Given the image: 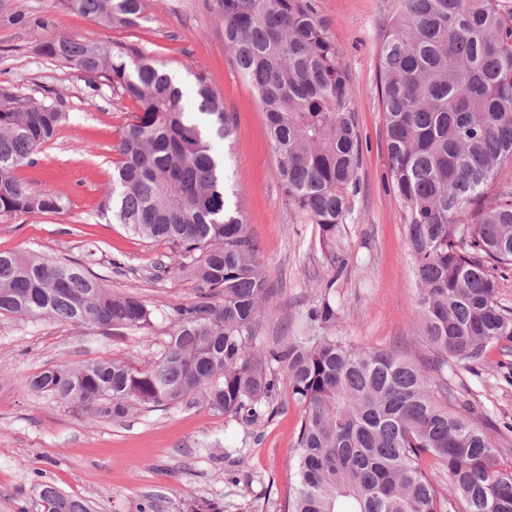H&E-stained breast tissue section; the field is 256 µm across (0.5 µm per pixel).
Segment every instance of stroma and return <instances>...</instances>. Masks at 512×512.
<instances>
[{"label":"stroma","mask_w":512,"mask_h":512,"mask_svg":"<svg viewBox=\"0 0 512 512\" xmlns=\"http://www.w3.org/2000/svg\"><path fill=\"white\" fill-rule=\"evenodd\" d=\"M340 60L351 75L362 140L354 208L323 243L318 225L289 211L277 179L266 118L234 68L224 33L204 0H147V19L108 28L61 9L55 0H0V88L24 99L61 98L70 120L43 146L21 178L62 195L59 214L0 222V252H35L86 263L112 289L139 295L156 311L151 331L103 336L89 325L0 316V512H37L31 493L43 480L86 500L92 512H194L205 499L224 512H283L297 485L294 447L303 408L287 384L279 410L248 424L197 404L135 408L124 420H96L27 390L32 374L55 364L121 360L144 368L168 339L173 306L192 299L193 283L153 262L168 245L131 236L100 212L112 183L116 131L136 111L110 87L89 88L73 70L42 55V42L68 35L133 43L180 75L194 107L195 73H205L235 117L225 155L231 204L239 205L274 288L259 337L273 347L305 336L307 311L321 296L336 310L333 334L365 347L394 348L428 378L445 376L474 420L512 423V342L491 349L481 366L437 369L423 336L417 282L398 201L387 186L379 52L397 0H315Z\"/></svg>","instance_id":"1"}]
</instances>
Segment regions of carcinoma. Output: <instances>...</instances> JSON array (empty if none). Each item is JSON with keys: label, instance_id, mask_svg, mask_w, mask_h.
Wrapping results in <instances>:
<instances>
[{"label": "carcinoma", "instance_id": "1", "mask_svg": "<svg viewBox=\"0 0 512 512\" xmlns=\"http://www.w3.org/2000/svg\"><path fill=\"white\" fill-rule=\"evenodd\" d=\"M111 28L146 19L145 0H57ZM224 44L257 97L288 208L329 240L353 207L361 140L351 77L315 0H205ZM41 54L138 104L118 131L112 188L101 211L136 237L169 245L158 273L178 270L194 299L170 313V340L146 368L95 359L51 366L29 390L93 418L137 406L203 405L226 417L277 410L280 380L304 405L298 485L285 512H512V465L484 426L462 414L445 380L431 383L395 350L328 334V298L308 310L310 336L258 344L272 288L258 246L226 191L234 115L203 72L197 111L157 60L133 44L56 36ZM389 190L398 199L418 284L424 335L437 360L475 367L512 341V307L496 299L512 267V191L492 193L512 164V12L499 0H399L380 57ZM70 114L61 99L0 91V221L61 213L63 196L19 178ZM91 325L104 334L149 330L154 310L112 291L70 259L0 252V315ZM447 470L440 494L420 461ZM39 512H91L55 485L36 486Z\"/></svg>", "mask_w": 512, "mask_h": 512}]
</instances>
